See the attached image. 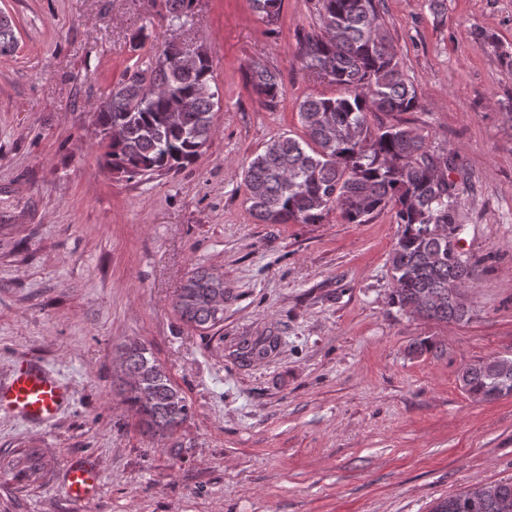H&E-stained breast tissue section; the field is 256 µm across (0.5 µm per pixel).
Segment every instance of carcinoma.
Masks as SVG:
<instances>
[{
	"mask_svg": "<svg viewBox=\"0 0 512 512\" xmlns=\"http://www.w3.org/2000/svg\"><path fill=\"white\" fill-rule=\"evenodd\" d=\"M270 26L277 25L282 0H251ZM194 0H168L171 20L188 16ZM321 32L297 34L304 68L330 77L334 96L308 97L299 106L304 135L270 141L242 170L249 210L264 224H319L331 212L346 224H365L394 212L400 234L389 256L393 303L406 311L423 297L420 313L439 323L461 322L469 307L464 287L470 258L457 251L460 190L467 182L458 156L427 142V135L402 123L371 127L367 114L413 112L419 107L384 29L382 0H316ZM8 17H0V54L14 51ZM174 44L144 70L107 93L95 123L101 157L112 171L130 179L178 171L195 161L213 133L215 98L212 62L203 46L193 47L197 64L175 71L168 63ZM248 83L268 105L283 94L281 72L265 65L250 69ZM209 275L193 273L177 295L183 320L202 327L221 322L212 300L224 284L210 287ZM126 401L147 431L167 438L187 421L190 406L151 352L141 343L124 345ZM495 358L463 367L460 385L494 397L512 390ZM51 460L38 448H17L5 471L27 486L47 478ZM452 494L431 512H499L512 501V481Z\"/></svg>",
	"mask_w": 512,
	"mask_h": 512,
	"instance_id": "cac0c4a2",
	"label": "carcinoma"
}]
</instances>
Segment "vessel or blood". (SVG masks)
I'll return each mask as SVG.
<instances>
[{
	"label": "vessel or blood",
	"instance_id": "vessel-or-blood-1",
	"mask_svg": "<svg viewBox=\"0 0 512 512\" xmlns=\"http://www.w3.org/2000/svg\"><path fill=\"white\" fill-rule=\"evenodd\" d=\"M66 384L39 363L26 361L16 367L6 385H0V407H6L32 424L56 419L72 400ZM66 490L70 497L92 500L98 490L99 474L90 465L75 463L66 470Z\"/></svg>",
	"mask_w": 512,
	"mask_h": 512
}]
</instances>
